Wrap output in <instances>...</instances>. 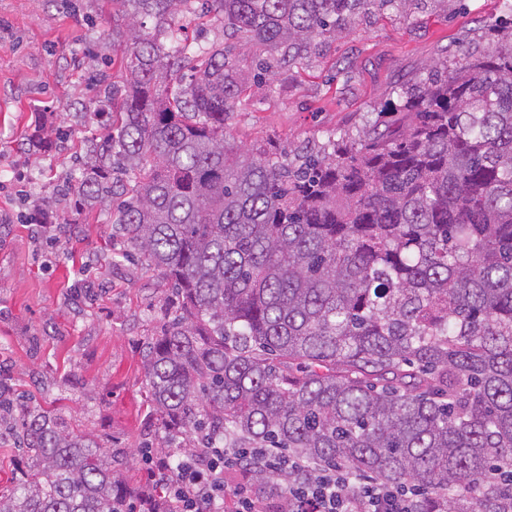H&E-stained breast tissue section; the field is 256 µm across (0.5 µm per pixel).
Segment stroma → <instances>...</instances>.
Segmentation results:
<instances>
[{
    "label": "stroma",
    "mask_w": 512,
    "mask_h": 512,
    "mask_svg": "<svg viewBox=\"0 0 512 512\" xmlns=\"http://www.w3.org/2000/svg\"><path fill=\"white\" fill-rule=\"evenodd\" d=\"M503 17L499 0H423L356 18L319 54L250 80L228 121L241 148L288 152L375 120L388 91ZM107 0H0V385L60 412L123 454L139 486L157 444L142 349L170 313L169 282L116 261L115 210H72L74 145L99 131L100 75L121 83L128 53ZM64 132L52 150L40 138ZM48 213L51 228L30 221Z\"/></svg>",
    "instance_id": "stroma-1"
}]
</instances>
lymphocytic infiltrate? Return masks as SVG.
<instances>
[{
	"mask_svg": "<svg viewBox=\"0 0 512 512\" xmlns=\"http://www.w3.org/2000/svg\"><path fill=\"white\" fill-rule=\"evenodd\" d=\"M148 474L165 475L160 497L141 496L126 512H212L226 494L224 472L245 476L288 469L293 481L267 495L236 491L235 512H420L418 487H387L369 481L351 485L340 469L312 466L286 457L275 448L238 453L229 448H197L183 456L177 467L167 459L146 458Z\"/></svg>",
	"mask_w": 512,
	"mask_h": 512,
	"instance_id": "f902f5d3",
	"label": "lymphocytic infiltrate"
}]
</instances>
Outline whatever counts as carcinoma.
<instances>
[{
  "label": "carcinoma",
  "mask_w": 512,
  "mask_h": 512,
  "mask_svg": "<svg viewBox=\"0 0 512 512\" xmlns=\"http://www.w3.org/2000/svg\"><path fill=\"white\" fill-rule=\"evenodd\" d=\"M133 50L85 141L76 202L128 184L112 238L180 299L146 341L164 453L280 448L393 486L437 512H512V25L388 96L352 136L243 153L227 121L241 48L174 26L223 24L266 58L314 54L372 10L414 0H110ZM29 468L0 512H122L119 453L55 411L17 425Z\"/></svg>",
  "instance_id": "obj_1"
}]
</instances>
